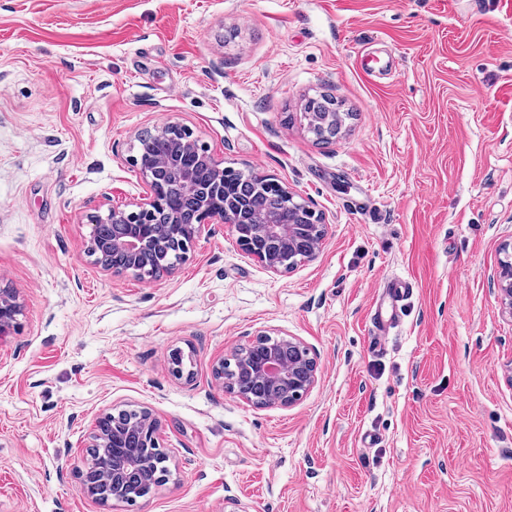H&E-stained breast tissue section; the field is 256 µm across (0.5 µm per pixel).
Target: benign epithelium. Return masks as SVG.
Here are the masks:
<instances>
[{
  "instance_id": "benign-epithelium-1",
  "label": "benign epithelium",
  "mask_w": 512,
  "mask_h": 512,
  "mask_svg": "<svg viewBox=\"0 0 512 512\" xmlns=\"http://www.w3.org/2000/svg\"><path fill=\"white\" fill-rule=\"evenodd\" d=\"M309 130L319 140H333L340 132L334 117L335 103L329 98L311 99L304 105ZM138 151L150 154L141 174L150 188L138 210L112 209L91 219L93 231L87 254L112 274L143 273L142 266L155 262L159 271L171 275L196 239L212 224L229 226L241 251L274 273L294 269L320 251L328 234L322 214L295 200L287 185L260 174H244L222 167L188 128L174 122L155 127L138 137ZM172 178L183 189L182 204L168 212L161 226L153 224L161 207L159 185ZM265 181L289 208L288 220L261 209L251 197L250 186ZM108 232H102V228ZM504 258L496 271L502 308L512 317V242L502 248ZM20 306L15 296L0 292V337L14 328ZM237 369L213 368L215 381L232 394L257 407H291L301 401L317 381L318 364L311 349L296 338L274 340L260 335L236 358ZM137 426L110 421L112 412L94 420L91 447L96 454L81 475V490L101 502L103 488L120 502L130 479L143 467L147 449L159 447L158 422L147 411Z\"/></svg>"
}]
</instances>
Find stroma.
Listing matches in <instances>:
<instances>
[{"label": "stroma", "instance_id": "stroma-1", "mask_svg": "<svg viewBox=\"0 0 512 512\" xmlns=\"http://www.w3.org/2000/svg\"><path fill=\"white\" fill-rule=\"evenodd\" d=\"M167 122L322 213L318 256L276 274L217 225L169 276L95 265L90 218L135 210L136 137ZM511 238L512 0H0V512H512ZM258 334L315 353L296 405L215 383ZM122 409L168 473L104 504L80 474ZM314 110L325 112H314ZM304 112L308 120V128L317 139L333 140L336 138L340 129L337 128L336 121H334L337 110L331 99L326 97L322 101L317 99L308 100L304 105ZM512 242L502 248L504 258L500 259L496 278L502 308L512 317ZM20 306L15 296L0 292V337L6 336L14 328L16 316L19 314Z\"/></svg>", "mask_w": 512, "mask_h": 512}]
</instances>
